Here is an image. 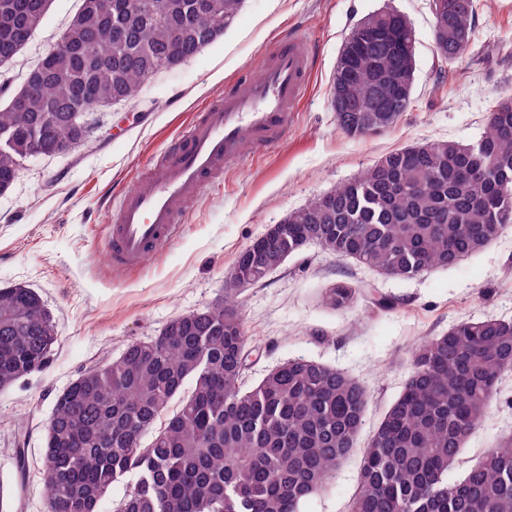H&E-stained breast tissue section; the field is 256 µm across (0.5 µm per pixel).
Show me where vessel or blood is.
I'll return each mask as SVG.
<instances>
[{
	"label": "vessel or blood",
	"mask_w": 512,
	"mask_h": 512,
	"mask_svg": "<svg viewBox=\"0 0 512 512\" xmlns=\"http://www.w3.org/2000/svg\"><path fill=\"white\" fill-rule=\"evenodd\" d=\"M315 61L306 35H282L260 65L226 85L178 134L152 153L146 187L121 190L106 227L104 251L112 264L140 266L172 246L191 205L204 190L224 185V172L269 152L296 128Z\"/></svg>",
	"instance_id": "b4317fda"
}]
</instances>
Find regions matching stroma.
I'll return each mask as SVG.
<instances>
[{"instance_id": "35a3bbf8", "label": "stroma", "mask_w": 512, "mask_h": 512, "mask_svg": "<svg viewBox=\"0 0 512 512\" xmlns=\"http://www.w3.org/2000/svg\"><path fill=\"white\" fill-rule=\"evenodd\" d=\"M80 7L81 0H50L39 28L0 65L11 92L59 43ZM385 8L403 13L415 30L413 104L396 126L352 139L331 109V77L351 29ZM474 25L465 54L445 64L434 48L432 0H245L220 39L147 82L134 105L94 108L86 147L24 160L13 186L0 195V285L35 289L60 340L45 370L0 390V496L12 498L11 461L24 450L20 512H45L43 426L56 395L102 357L119 356L129 343L153 339L173 317L220 301L238 252L269 225L392 151L433 141L476 142L495 101L512 94V0H477ZM291 31L305 33L316 46L296 130L261 159L225 173L223 189L201 193L171 249L143 267H113L101 240L115 189L140 184L148 157L199 107L261 62L270 42ZM339 282L370 294L350 309L331 310L320 292ZM375 297L394 305L376 308ZM241 300L249 342L260 349L246 385L299 356L341 367L368 388L360 435L365 442L399 394L421 338L443 334L463 319L512 318V226L456 267L413 279L385 278L311 245L248 287ZM510 436L512 373L466 443L454 477L463 478L488 448ZM361 459L354 451L304 512H349Z\"/></svg>"}]
</instances>
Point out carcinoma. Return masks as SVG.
<instances>
[{"label": "carcinoma", "instance_id": "obj_1", "mask_svg": "<svg viewBox=\"0 0 512 512\" xmlns=\"http://www.w3.org/2000/svg\"><path fill=\"white\" fill-rule=\"evenodd\" d=\"M244 0H82L61 44L29 71L33 84L0 110V193L21 161L87 144L86 113L110 97L129 103L159 73L224 35ZM434 45L454 61L473 37L475 0H433ZM45 0H0V62L41 25ZM415 34L397 11L356 24L340 49L330 105L351 138L377 135L412 106ZM349 97L336 101V87ZM237 255L228 279L266 278L309 245L384 277L449 268L512 225V95L500 97L477 143L396 150L288 213ZM364 289L321 292L336 311ZM241 290L171 319L151 342L81 372L44 427L45 512H100L111 487L134 483L113 512H301L348 460L368 391L333 365L292 358L241 386L250 355ZM59 336L40 294L0 288V389L48 367ZM512 372V320L467 319L411 352L403 389L362 452L350 512H512V438L487 449L462 479L451 476L467 439ZM175 410L161 419L172 401Z\"/></svg>", "mask_w": 512, "mask_h": 512}]
</instances>
